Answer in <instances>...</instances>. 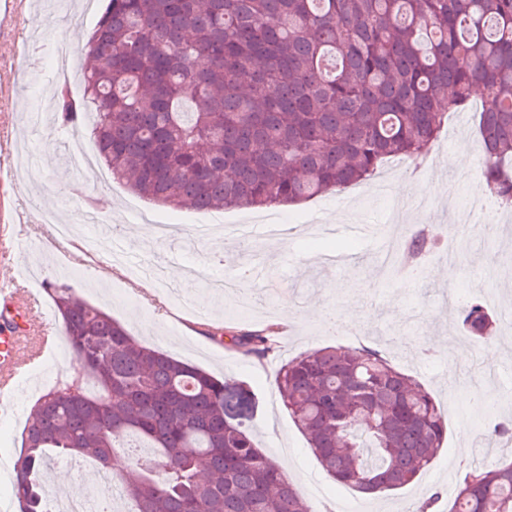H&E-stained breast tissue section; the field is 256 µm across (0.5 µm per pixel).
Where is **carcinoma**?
<instances>
[{"label":"carcinoma","instance_id":"obj_1","mask_svg":"<svg viewBox=\"0 0 512 512\" xmlns=\"http://www.w3.org/2000/svg\"><path fill=\"white\" fill-rule=\"evenodd\" d=\"M80 100L57 96L60 129L90 131L112 180L199 212L300 203L357 184L383 161H426L447 113L482 89L478 132L491 206L512 209V0H108ZM441 238L409 226L418 261ZM72 358L96 386L63 382L31 408L12 495L47 512L51 457L106 469L127 437L151 461L122 474L134 512H310L261 451L235 387L138 342L69 283H46ZM469 336L495 317L458 307ZM281 326L234 328L228 345L273 351ZM274 385L321 467L378 496L427 470L445 439L439 406L380 351L327 346L281 364ZM491 439L512 424L482 406ZM206 471L210 479H200ZM450 512H512V461L473 467Z\"/></svg>","mask_w":512,"mask_h":512}]
</instances>
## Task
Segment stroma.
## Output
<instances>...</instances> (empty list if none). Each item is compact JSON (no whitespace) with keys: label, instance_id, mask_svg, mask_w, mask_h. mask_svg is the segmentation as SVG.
<instances>
[{"label":"stroma","instance_id":"obj_1","mask_svg":"<svg viewBox=\"0 0 512 512\" xmlns=\"http://www.w3.org/2000/svg\"><path fill=\"white\" fill-rule=\"evenodd\" d=\"M9 13L11 24L0 28V130L11 136L22 131L24 110H39L47 93L49 61L53 39L79 32L90 38L98 18L94 15L62 16L46 10L41 0H0V14ZM27 46L26 78L13 72L17 47ZM480 99H473L460 112L450 115L441 128L433 159L420 169L388 160L382 170L387 184L375 191L371 182L361 187L331 191L309 202L278 207L292 234L268 242L241 241L227 237L220 241L194 239L190 230L201 223L243 224L252 213L246 209L197 212L161 205L130 193L118 184L93 186L71 161L59 153L68 141L66 133L44 125L30 133V146L40 168L34 179L17 185L8 167L0 166V215L24 208L28 201L43 211L70 215L86 208L90 199L103 200L100 221L88 225L90 237L108 235L122 245L129 263L152 258L164 265L167 277L187 284L189 302L181 306L163 300L154 307L134 280L116 276L103 279L92 266L79 262L63 267L56 256L47 229L24 232L15 243L25 260L43 264L47 282H69L81 298L105 308L128 328L140 342L160 348L197 367L222 377L237 387L250 407L249 426L260 448L272 459L287 458L284 473L311 512H395L399 506L418 512L430 492L441 494L431 512H449L453 497L445 493L448 470L465 473L468 468L512 461V439H494L478 448L474 437L482 425L476 419V394L466 377H457L456 391L448 389V361H467L478 355L483 368L495 370L491 384L495 398L512 394V286L501 279L512 270V223L500 225L493 236L468 231L466 245L454 263L455 281L440 277L443 262L424 266L420 278L406 275L387 277L377 263L373 245L352 236L349 225L372 221L389 224L395 201L405 192H419L434 203L430 218L412 214L413 224L443 228L448 224L444 206L448 199L465 202L481 188V140L477 131ZM52 142L56 155L45 156L44 142ZM466 142L470 164L463 169L449 167L448 158L459 142ZM345 254L348 265L327 268L325 257ZM249 265L257 276L234 293L212 295L210 279L231 272L233 266ZM486 288L497 294V334L486 340L464 335L458 326L456 307L446 294H464ZM290 304L294 316L282 321L280 310ZM313 306L324 307L322 317L309 315ZM349 315L350 326L360 335L352 337L329 330V314ZM246 323L260 330L268 323H283L274 351L267 357L245 356L212 340L206 333L212 326ZM349 348L369 346L379 350L395 365L414 376L445 408L447 437L431 467L413 483L389 495L361 494L331 478L319 465L301 432L296 428L270 374L286 359L324 346ZM53 477L65 478L66 494L83 497L96 492L97 472L90 462L58 460Z\"/></svg>","mask_w":512,"mask_h":512}]
</instances>
